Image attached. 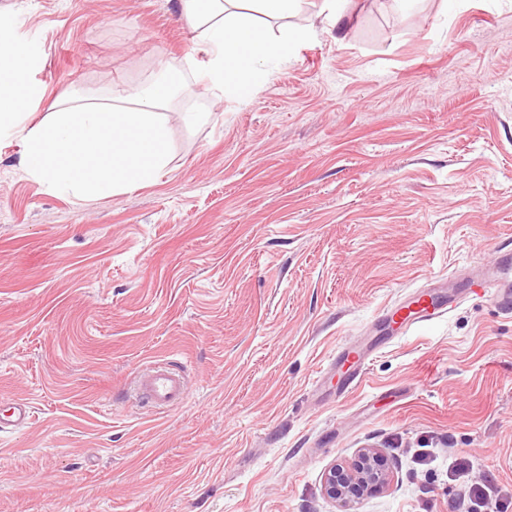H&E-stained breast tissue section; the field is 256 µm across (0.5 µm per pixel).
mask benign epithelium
<instances>
[{
	"label": "benign epithelium",
	"mask_w": 512,
	"mask_h": 512,
	"mask_svg": "<svg viewBox=\"0 0 512 512\" xmlns=\"http://www.w3.org/2000/svg\"><path fill=\"white\" fill-rule=\"evenodd\" d=\"M390 474L384 460L373 448H364L348 463L333 465L324 476L323 489L328 498L340 503L343 512L367 495L386 488Z\"/></svg>",
	"instance_id": "1"
}]
</instances>
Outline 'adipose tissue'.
I'll use <instances>...</instances> for the list:
<instances>
[{
	"mask_svg": "<svg viewBox=\"0 0 512 512\" xmlns=\"http://www.w3.org/2000/svg\"><path fill=\"white\" fill-rule=\"evenodd\" d=\"M349 0H178L195 34L186 60L202 91L215 101H247L256 85L282 70L296 48L315 36L293 17L315 8L330 28L343 31ZM14 11L0 10V135L22 145L20 165L46 190L76 200L112 197L153 183L167 169L165 113L180 94L174 80L157 77L137 86L132 106L74 97L32 120L45 89L34 74L41 52L19 38Z\"/></svg>",
	"mask_w": 512,
	"mask_h": 512,
	"instance_id": "ef3b65f1",
	"label": "adipose tissue"
}]
</instances>
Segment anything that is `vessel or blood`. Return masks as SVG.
Listing matches in <instances>:
<instances>
[{
  "mask_svg": "<svg viewBox=\"0 0 512 512\" xmlns=\"http://www.w3.org/2000/svg\"><path fill=\"white\" fill-rule=\"evenodd\" d=\"M491 295L503 310H512V249L501 248L496 260L489 265L474 269L461 282L457 291L419 290L409 299L390 310L397 333L430 323L452 312L462 296ZM369 352L346 343L336 349V361L346 371L341 380L342 389H352L362 382ZM142 395L159 409L181 407L187 399L185 379L177 368L169 363H158L142 371L137 378ZM31 406L22 400L9 402L6 414L0 415V431L19 427L31 420Z\"/></svg>",
  "mask_w": 512,
  "mask_h": 512,
  "instance_id": "vessel-or-blood-1",
  "label": "vessel or blood"
}]
</instances>
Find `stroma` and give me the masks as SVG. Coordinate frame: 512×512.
I'll use <instances>...</instances> for the list:
<instances>
[{"label":"stroma","instance_id":"stroma-1","mask_svg":"<svg viewBox=\"0 0 512 512\" xmlns=\"http://www.w3.org/2000/svg\"><path fill=\"white\" fill-rule=\"evenodd\" d=\"M42 53L37 116L167 70L169 170L79 203L0 137V512H340L326 470L377 448L357 512H466L448 464L512 494V312L489 297L380 343L387 306L512 245V0H355L249 103L198 96L177 0H0ZM185 109L211 112L187 126ZM376 345L362 383L321 376ZM187 402L139 407L152 361ZM33 411L31 406L23 400H12L8 403L6 414L0 416V431L10 427H19L31 420Z\"/></svg>","mask_w":512,"mask_h":512}]
</instances>
